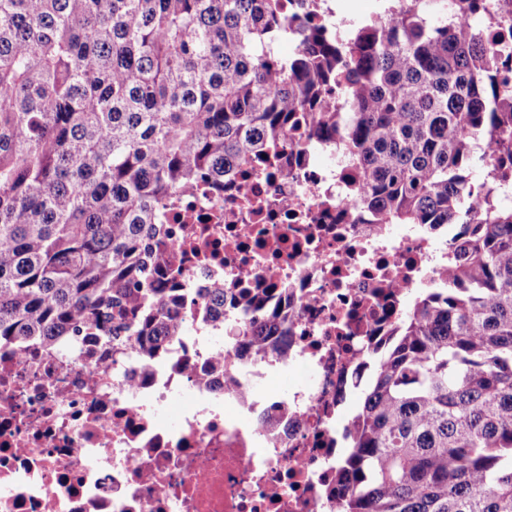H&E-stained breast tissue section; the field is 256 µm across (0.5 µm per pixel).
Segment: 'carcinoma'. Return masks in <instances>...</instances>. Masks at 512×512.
I'll list each match as a JSON object with an SVG mask.
<instances>
[{"label": "carcinoma", "instance_id": "cac0c4a2", "mask_svg": "<svg viewBox=\"0 0 512 512\" xmlns=\"http://www.w3.org/2000/svg\"><path fill=\"white\" fill-rule=\"evenodd\" d=\"M386 2L298 29L283 0H0V343L164 348L168 199L294 130L334 138L372 223L459 225L373 354L337 512H512V47L472 22L487 0ZM200 293L224 316V283ZM261 297L240 293L257 355Z\"/></svg>", "mask_w": 512, "mask_h": 512}]
</instances>
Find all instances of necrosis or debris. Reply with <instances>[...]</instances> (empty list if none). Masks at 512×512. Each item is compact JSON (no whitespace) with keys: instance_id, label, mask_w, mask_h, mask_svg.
<instances>
[{"instance_id":"4bbe7bcc","label":"necrosis or debris","mask_w":512,"mask_h":512,"mask_svg":"<svg viewBox=\"0 0 512 512\" xmlns=\"http://www.w3.org/2000/svg\"><path fill=\"white\" fill-rule=\"evenodd\" d=\"M276 152L223 192L198 185L164 214L162 259L187 293L163 356L79 336L0 346V512H336L343 409L400 311L446 265L453 224L358 221L336 146L306 142L289 178ZM287 286L282 339L244 351L248 319H204L200 288ZM288 393L267 388L280 372Z\"/></svg>"}]
</instances>
